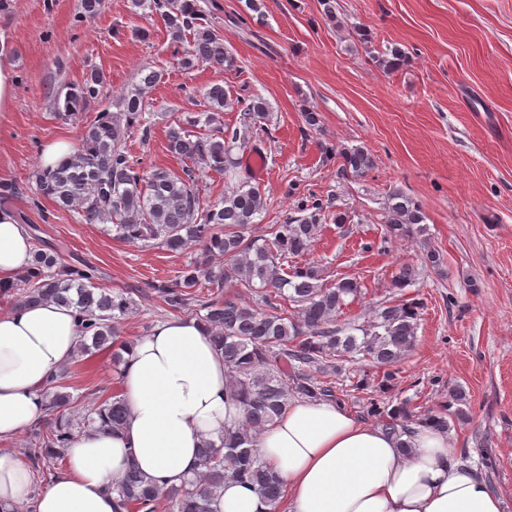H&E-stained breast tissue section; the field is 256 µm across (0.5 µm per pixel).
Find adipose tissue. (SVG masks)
<instances>
[{"label": "adipose tissue", "mask_w": 512, "mask_h": 512, "mask_svg": "<svg viewBox=\"0 0 512 512\" xmlns=\"http://www.w3.org/2000/svg\"><path fill=\"white\" fill-rule=\"evenodd\" d=\"M28 230L0 208V289L29 266ZM75 308L9 303L0 310V507L33 501L34 512H123L111 485L128 462L157 485L178 486L200 468L205 442H221L243 416L225 387L224 357L207 325L158 322L124 355L128 406L119 431L91 428L66 451L67 465L31 497V472L6 448L43 415L47 383L72 360ZM257 448L288 488L281 510L247 483L229 480L215 512H502L476 469L461 464L447 433L417 425L396 436L338 405L297 400L260 435Z\"/></svg>", "instance_id": "ef3b65f1"}]
</instances>
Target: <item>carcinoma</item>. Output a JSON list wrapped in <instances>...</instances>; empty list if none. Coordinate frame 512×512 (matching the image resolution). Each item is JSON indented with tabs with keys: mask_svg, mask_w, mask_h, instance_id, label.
<instances>
[{
	"mask_svg": "<svg viewBox=\"0 0 512 512\" xmlns=\"http://www.w3.org/2000/svg\"><path fill=\"white\" fill-rule=\"evenodd\" d=\"M132 12L160 15L170 36L172 56L186 70L208 65L231 71L233 54L224 41L201 24L197 0H130ZM163 73L140 72L139 82L120 101L119 111L103 110L82 135L66 161L54 169L36 167L31 174L38 193L74 213L80 224H110L115 236L131 244L156 242L170 252L202 246L200 257L169 284L158 287L165 307L188 312L206 323L224 352L225 384L244 407V419L223 447L207 442L199 449L201 470L179 487L153 484L132 462L112 484L125 512H155L160 499L170 512H214L212 504L227 479L248 482L278 507L284 488L274 471L260 458L255 445L260 434L288 407L307 399L339 403L341 367L338 361L356 356L385 368L379 382L361 377L355 389H385L394 380L390 367L412 349L419 303L380 304L369 320L339 323L344 308L362 294L361 285L342 278L327 285L316 266L284 267L288 257L308 250L326 220L321 199L314 196L298 206L300 215L272 225L271 237L246 236L265 210L259 187L240 176L234 150L248 148L251 138L265 130L267 102L258 95L232 96L216 83L203 95L204 110L167 131V150L182 161L181 171L137 166L127 141L139 136L149 141L155 113L149 91ZM106 77L93 69L79 84L56 91L65 117L78 113L97 99ZM239 112V126L224 132L220 116L226 107ZM341 172L362 176L373 167L371 155L357 147L343 151ZM213 171L235 181L216 201L201 194L202 173ZM388 235L408 237L422 231L425 216L419 204L404 192L390 193L385 202ZM96 269L88 264H64L57 251L34 246L29 268L18 278L10 296L26 302L46 301L72 306L83 315L78 351L113 348V362L125 363L129 342L117 343L118 324L132 313L133 301L123 293H108L97 286ZM255 292L258 302L248 304L228 289ZM294 310H289V306ZM64 369L52 375L48 412L30 428L24 455L31 468L47 480L82 432L100 424L111 432L124 423L127 406L122 394L87 405L75 419L63 410L70 394L58 391ZM466 395L448 393V403L422 415L405 408L387 409L370 401L366 414L382 430L405 434L408 424H430L448 431V416L460 417Z\"/></svg>",
	"mask_w": 512,
	"mask_h": 512,
	"instance_id": "cac0c4a2",
	"label": "carcinoma"
}]
</instances>
